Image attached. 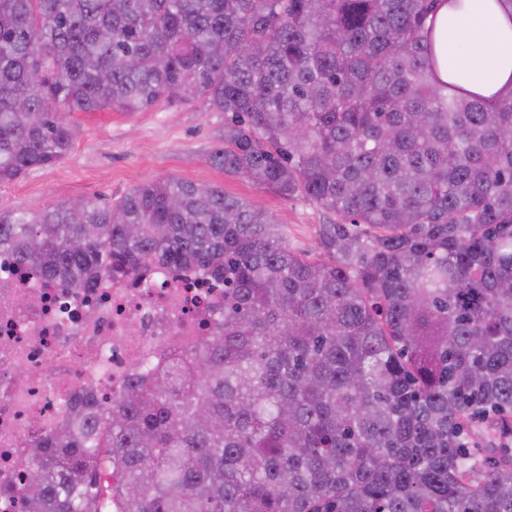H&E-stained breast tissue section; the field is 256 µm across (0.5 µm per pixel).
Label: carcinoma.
Returning <instances> with one entry per match:
<instances>
[{
    "instance_id": "carcinoma-1",
    "label": "carcinoma",
    "mask_w": 512,
    "mask_h": 512,
    "mask_svg": "<svg viewBox=\"0 0 512 512\" xmlns=\"http://www.w3.org/2000/svg\"><path fill=\"white\" fill-rule=\"evenodd\" d=\"M445 2L0 0V184L65 159L74 112L202 98L216 167L335 216L314 259L173 178L0 211L64 288L224 282L193 349L20 459L23 512H512V86L441 79Z\"/></svg>"
}]
</instances>
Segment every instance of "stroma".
Here are the masks:
<instances>
[{"label": "stroma", "instance_id": "obj_1", "mask_svg": "<svg viewBox=\"0 0 512 512\" xmlns=\"http://www.w3.org/2000/svg\"><path fill=\"white\" fill-rule=\"evenodd\" d=\"M71 120L78 132L70 154L0 185V210L39 211L84 196L112 203L137 184L175 177L223 187L287 225L291 250L317 252V230L330 213L212 165L211 155L223 145L224 115L204 100L162 101L141 112H76Z\"/></svg>", "mask_w": 512, "mask_h": 512}]
</instances>
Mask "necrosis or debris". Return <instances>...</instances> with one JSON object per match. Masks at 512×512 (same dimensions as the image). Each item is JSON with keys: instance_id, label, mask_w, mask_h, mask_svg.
I'll use <instances>...</instances> for the list:
<instances>
[{"instance_id": "obj_1", "label": "necrosis or debris", "mask_w": 512, "mask_h": 512, "mask_svg": "<svg viewBox=\"0 0 512 512\" xmlns=\"http://www.w3.org/2000/svg\"><path fill=\"white\" fill-rule=\"evenodd\" d=\"M223 301V284L190 269L67 289L1 251L0 512H21L17 462L62 423L68 400L88 390L111 403L134 374L206 335Z\"/></svg>"}]
</instances>
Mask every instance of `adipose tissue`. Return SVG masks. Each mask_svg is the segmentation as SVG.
<instances>
[{
    "label": "adipose tissue",
    "instance_id": "ef3b65f1",
    "mask_svg": "<svg viewBox=\"0 0 512 512\" xmlns=\"http://www.w3.org/2000/svg\"><path fill=\"white\" fill-rule=\"evenodd\" d=\"M486 0H471L469 11L449 14L440 9V20L448 21L453 38L444 47L449 70L462 83L480 80L491 93L512 80V7L486 10Z\"/></svg>",
    "mask_w": 512,
    "mask_h": 512
}]
</instances>
